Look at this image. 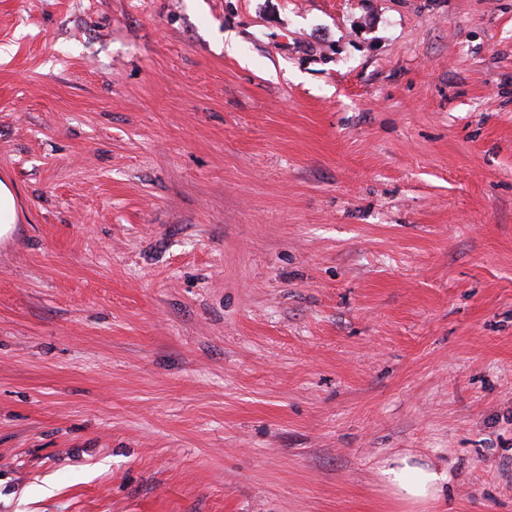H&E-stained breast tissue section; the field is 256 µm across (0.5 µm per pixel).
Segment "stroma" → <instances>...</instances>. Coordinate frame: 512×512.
Returning a JSON list of instances; mask_svg holds the SVG:
<instances>
[{
  "mask_svg": "<svg viewBox=\"0 0 512 512\" xmlns=\"http://www.w3.org/2000/svg\"><path fill=\"white\" fill-rule=\"evenodd\" d=\"M0 177V512H512V0H0ZM19 203L15 186L0 180V241L9 238L18 222ZM380 474L396 498L414 504L437 500L450 478L448 469L419 463L408 454L385 460Z\"/></svg>",
  "mask_w": 512,
  "mask_h": 512,
  "instance_id": "obj_1",
  "label": "stroma"
}]
</instances>
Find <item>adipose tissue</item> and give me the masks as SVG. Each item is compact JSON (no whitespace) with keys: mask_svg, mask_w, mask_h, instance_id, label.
I'll return each instance as SVG.
<instances>
[{"mask_svg":"<svg viewBox=\"0 0 512 512\" xmlns=\"http://www.w3.org/2000/svg\"><path fill=\"white\" fill-rule=\"evenodd\" d=\"M380 474L396 498L414 504L438 499L449 481L447 469L420 463L408 454L385 460Z\"/></svg>","mask_w":512,"mask_h":512,"instance_id":"1","label":"adipose tissue"}]
</instances>
